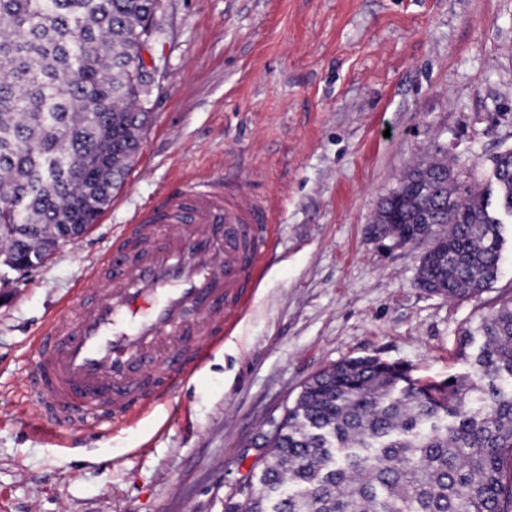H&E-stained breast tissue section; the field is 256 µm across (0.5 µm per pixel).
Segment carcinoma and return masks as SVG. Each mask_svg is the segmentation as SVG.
Returning <instances> with one entry per match:
<instances>
[{
	"label": "carcinoma",
	"instance_id": "1",
	"mask_svg": "<svg viewBox=\"0 0 512 512\" xmlns=\"http://www.w3.org/2000/svg\"><path fill=\"white\" fill-rule=\"evenodd\" d=\"M161 0H0V260L44 262L88 230L138 156L146 95L138 35ZM498 177L469 184L446 163L408 170L383 200L379 232L422 240L420 279L448 298L498 278L512 209V148ZM482 345L467 353L474 332ZM465 374L423 382L379 358L313 376L267 438L259 491L243 512H512V299L472 330Z\"/></svg>",
	"mask_w": 512,
	"mask_h": 512
}]
</instances>
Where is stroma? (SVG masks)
Returning a JSON list of instances; mask_svg holds the SVG:
<instances>
[{
	"label": "stroma",
	"mask_w": 512,
	"mask_h": 512,
	"mask_svg": "<svg viewBox=\"0 0 512 512\" xmlns=\"http://www.w3.org/2000/svg\"><path fill=\"white\" fill-rule=\"evenodd\" d=\"M158 22L167 75L111 205L0 283V512H228L309 378L367 356L422 380L465 372L460 329L512 298V224L497 282L463 299L416 286L428 242L368 233L412 166L443 155L483 184L512 146V0H163ZM187 173L277 216L247 311L140 419L51 439L32 420L30 337L114 226Z\"/></svg>",
	"instance_id": "obj_1"
}]
</instances>
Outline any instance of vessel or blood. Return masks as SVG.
I'll use <instances>...</instances> for the list:
<instances>
[{"label": "vessel or blood", "instance_id": "obj_1", "mask_svg": "<svg viewBox=\"0 0 512 512\" xmlns=\"http://www.w3.org/2000/svg\"><path fill=\"white\" fill-rule=\"evenodd\" d=\"M274 221L220 177L161 187L34 333L38 415L57 431L109 413L132 421L199 371L248 307Z\"/></svg>", "mask_w": 512, "mask_h": 512}]
</instances>
